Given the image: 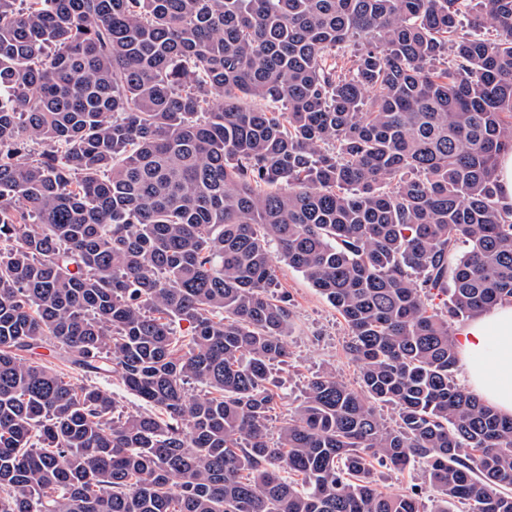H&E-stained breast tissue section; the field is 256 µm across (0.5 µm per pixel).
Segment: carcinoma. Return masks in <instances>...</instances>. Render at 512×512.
Wrapping results in <instances>:
<instances>
[{"label": "carcinoma", "instance_id": "cac0c4a2", "mask_svg": "<svg viewBox=\"0 0 512 512\" xmlns=\"http://www.w3.org/2000/svg\"><path fill=\"white\" fill-rule=\"evenodd\" d=\"M508 151L512 0H0V512H512L451 330L512 301ZM281 262L359 387L273 436ZM498 197L503 207H512V152L503 153L498 160ZM91 382L116 394L123 410L126 412L136 411L140 408V402L132 395L125 392L116 376L92 378ZM375 480L380 491L386 493H403L415 489L425 503L426 510L430 512L434 508L436 493L420 465L415 464L404 471L377 467Z\"/></svg>", "mask_w": 512, "mask_h": 512}]
</instances>
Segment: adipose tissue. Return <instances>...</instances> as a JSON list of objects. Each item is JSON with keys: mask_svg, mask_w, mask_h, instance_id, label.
<instances>
[{"mask_svg": "<svg viewBox=\"0 0 512 512\" xmlns=\"http://www.w3.org/2000/svg\"><path fill=\"white\" fill-rule=\"evenodd\" d=\"M458 364L471 391L512 416V304L468 319L456 337Z\"/></svg>", "mask_w": 512, "mask_h": 512, "instance_id": "ef3b65f1", "label": "adipose tissue"}]
</instances>
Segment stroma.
I'll list each match as a JSON object with an SVG mask.
<instances>
[{
  "label": "stroma",
  "instance_id": "obj_1",
  "mask_svg": "<svg viewBox=\"0 0 512 512\" xmlns=\"http://www.w3.org/2000/svg\"><path fill=\"white\" fill-rule=\"evenodd\" d=\"M277 276L279 292L288 294L291 300L287 338L291 357L287 364L276 365L271 371L272 379L286 388L285 409L298 403L307 380L316 372L332 369L340 380L355 385L357 370L344 350L348 330L342 317L300 272L283 263ZM375 480L380 491L402 493L413 489L426 508L435 505V492L421 466L403 471L380 468Z\"/></svg>",
  "mask_w": 512,
  "mask_h": 512
}]
</instances>
